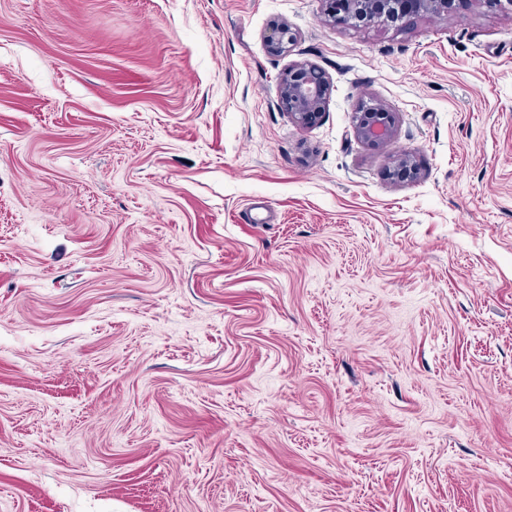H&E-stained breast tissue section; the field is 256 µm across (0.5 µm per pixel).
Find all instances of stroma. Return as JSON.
I'll use <instances>...</instances> for the list:
<instances>
[{
	"label": "stroma",
	"instance_id": "35a3bbf8",
	"mask_svg": "<svg viewBox=\"0 0 512 512\" xmlns=\"http://www.w3.org/2000/svg\"><path fill=\"white\" fill-rule=\"evenodd\" d=\"M0 512H512V0H0ZM325 16L343 27L395 26L417 15H448L452 0H322ZM298 34L286 23H277L271 27L266 42L271 52L284 54L297 42ZM329 93L326 72L312 63L292 64L280 78L281 104L302 125H310L321 116ZM355 114L357 136L361 141L379 146L392 139L397 116L385 104L378 101L361 103Z\"/></svg>",
	"mask_w": 512,
	"mask_h": 512
}]
</instances>
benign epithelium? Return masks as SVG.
Masks as SVG:
<instances>
[{
  "label": "benign epithelium",
  "instance_id": "benign-epithelium-1",
  "mask_svg": "<svg viewBox=\"0 0 512 512\" xmlns=\"http://www.w3.org/2000/svg\"><path fill=\"white\" fill-rule=\"evenodd\" d=\"M325 16L343 27L369 28L383 23L395 25L417 15H446L452 0H322ZM298 34L286 23L271 27L266 42L271 52L284 54L297 42ZM330 93V80L319 66L300 62L292 64L279 82V99L294 119L303 124L314 123L325 111ZM397 124L396 113L375 101L362 103L356 111V131L364 143L379 146L389 142ZM393 176L398 179L417 176L416 166L408 154L394 159Z\"/></svg>",
  "mask_w": 512,
  "mask_h": 512
}]
</instances>
